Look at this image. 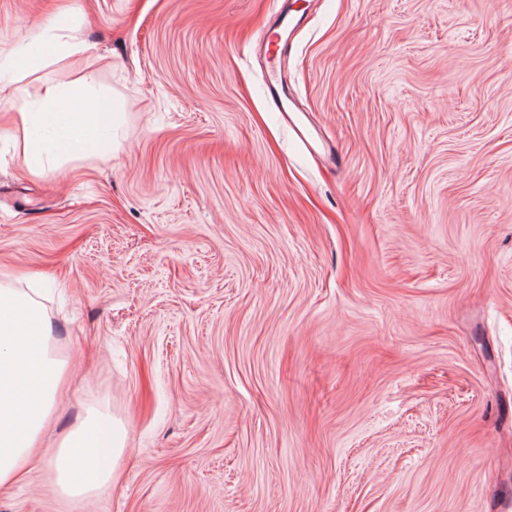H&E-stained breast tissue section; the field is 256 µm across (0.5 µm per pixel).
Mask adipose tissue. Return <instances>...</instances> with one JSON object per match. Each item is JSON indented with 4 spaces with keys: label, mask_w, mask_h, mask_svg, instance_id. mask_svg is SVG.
Here are the masks:
<instances>
[{
    "label": "adipose tissue",
    "mask_w": 512,
    "mask_h": 512,
    "mask_svg": "<svg viewBox=\"0 0 512 512\" xmlns=\"http://www.w3.org/2000/svg\"><path fill=\"white\" fill-rule=\"evenodd\" d=\"M19 115L15 145L31 175L112 147V97L90 77L43 83L22 99ZM8 278L0 274V489L19 483L28 459L39 452L63 497L91 498L114 480L126 430L110 413L90 408L53 450L42 451L41 435L53 418L68 364L54 351L41 302L8 287Z\"/></svg>",
    "instance_id": "1"
}]
</instances>
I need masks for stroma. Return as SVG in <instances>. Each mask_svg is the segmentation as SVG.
Wrapping results in <instances>:
<instances>
[{"label": "stroma", "mask_w": 512, "mask_h": 512, "mask_svg": "<svg viewBox=\"0 0 512 512\" xmlns=\"http://www.w3.org/2000/svg\"><path fill=\"white\" fill-rule=\"evenodd\" d=\"M273 0H0V270L67 394L127 428L112 486L33 466L0 512H512V0H296L309 153L264 96ZM91 75L111 151L30 175L21 100ZM50 47L38 50H31V45L28 44L22 48L23 55L16 61V69L18 80H24L32 73L38 71L42 67L50 64L49 56L46 52H50Z\"/></svg>", "instance_id": "obj_1"}]
</instances>
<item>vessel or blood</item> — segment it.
I'll use <instances>...</instances> for the list:
<instances>
[{
    "label": "vessel or blood",
    "mask_w": 512,
    "mask_h": 512,
    "mask_svg": "<svg viewBox=\"0 0 512 512\" xmlns=\"http://www.w3.org/2000/svg\"><path fill=\"white\" fill-rule=\"evenodd\" d=\"M291 22L288 0H275V12L271 28L276 40L261 47V53L268 65L267 74L264 78V92L275 111L287 116L288 124L296 139L306 149L310 150L314 147L315 139L309 128L296 118V114L300 112L301 107L288 91V72L283 65L287 50L277 43L278 38L284 36Z\"/></svg>",
    "instance_id": "obj_1"
}]
</instances>
